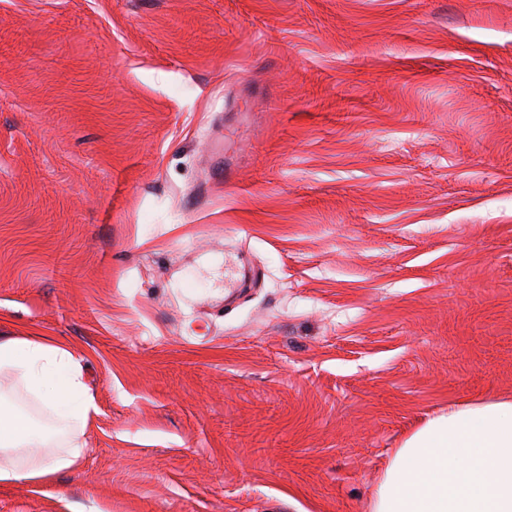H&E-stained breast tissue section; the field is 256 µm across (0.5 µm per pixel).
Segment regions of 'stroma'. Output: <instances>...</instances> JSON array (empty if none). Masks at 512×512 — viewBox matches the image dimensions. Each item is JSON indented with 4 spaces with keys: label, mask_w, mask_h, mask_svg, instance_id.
<instances>
[{
    "label": "stroma",
    "mask_w": 512,
    "mask_h": 512,
    "mask_svg": "<svg viewBox=\"0 0 512 512\" xmlns=\"http://www.w3.org/2000/svg\"><path fill=\"white\" fill-rule=\"evenodd\" d=\"M31 331L99 413L0 512H371L426 418L512 396V0H0Z\"/></svg>",
    "instance_id": "35a3bbf8"
}]
</instances>
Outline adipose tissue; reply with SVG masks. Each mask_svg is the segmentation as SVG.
<instances>
[{"instance_id": "adipose-tissue-1", "label": "adipose tissue", "mask_w": 512, "mask_h": 512, "mask_svg": "<svg viewBox=\"0 0 512 512\" xmlns=\"http://www.w3.org/2000/svg\"><path fill=\"white\" fill-rule=\"evenodd\" d=\"M6 369L48 404L58 421L87 428L99 412L81 359L65 340L31 332L0 336ZM29 419L0 406V451L45 447ZM86 442L71 440L66 455L0 464V483L43 484L82 458ZM372 512H512V397L453 407L427 418L393 449L373 498Z\"/></svg>"}]
</instances>
